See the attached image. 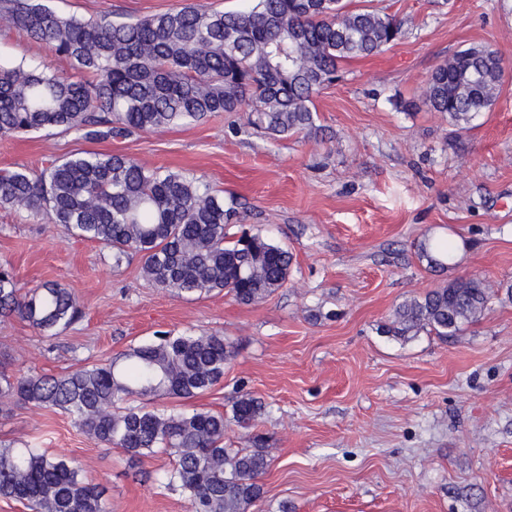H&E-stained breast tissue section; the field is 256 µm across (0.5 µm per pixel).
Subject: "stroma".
Instances as JSON below:
<instances>
[{
    "label": "stroma",
    "instance_id": "1",
    "mask_svg": "<svg viewBox=\"0 0 512 512\" xmlns=\"http://www.w3.org/2000/svg\"><path fill=\"white\" fill-rule=\"evenodd\" d=\"M190 0H47L56 12L115 20ZM385 8L402 36L341 62L342 78L313 98L317 119L297 135L254 133L242 112H218L123 139L73 132L0 139V168L38 169L80 151L121 153L149 167L205 177L233 205L228 234L247 228L293 255L288 281L244 305L212 292L181 298L149 284L141 260L42 217L0 208V264L21 285L70 290L83 315L54 333L0 321V359L60 376L110 361L160 332H215L235 354L211 390L148 407L230 413L261 399L271 465L253 512H512V297L443 339L383 335L404 299L461 276L512 282V0H343ZM501 57L496 103L458 129L422 88L461 50ZM27 58L72 74L45 44L0 28V62ZM463 244L447 270L418 256L424 239ZM32 442L76 459L105 490L109 512H188L157 478L164 452L129 461L84 435L64 411L14 403L0 444Z\"/></svg>",
    "mask_w": 512,
    "mask_h": 512
}]
</instances>
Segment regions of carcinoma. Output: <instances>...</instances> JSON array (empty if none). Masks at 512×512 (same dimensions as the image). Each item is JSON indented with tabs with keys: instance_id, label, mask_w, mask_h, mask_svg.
<instances>
[{
	"instance_id": "cac0c4a2",
	"label": "carcinoma",
	"mask_w": 512,
	"mask_h": 512,
	"mask_svg": "<svg viewBox=\"0 0 512 512\" xmlns=\"http://www.w3.org/2000/svg\"><path fill=\"white\" fill-rule=\"evenodd\" d=\"M0 25L46 43L84 74L0 64V138L61 130L88 141L212 112H245L249 127L271 136L300 133L315 125L312 98L338 80L339 63L374 55L402 35L401 22L384 10H347L342 0H253L227 12L190 4L128 21L62 16L42 0H0ZM503 76L496 52L468 48L435 68L424 103L464 129L495 103ZM0 206L43 215L110 248L117 265L139 255L145 278L179 297L224 291L249 305L283 287L293 262L288 249L259 234L229 237L231 210L207 181L120 154L84 151L40 170L1 169ZM419 257L445 269L454 249L427 239ZM494 295L483 278L454 279L404 300L382 333L404 342L422 332L454 336L479 320ZM11 315L50 332L82 311L61 285L22 288L1 265L0 317ZM233 354L217 333L166 332L63 376H17L1 361L0 398L61 409L87 437L132 459L158 450L174 456L161 483L181 490L189 512H251L270 467L261 436L249 437L247 448H226L222 413L128 404L134 397L195 398L221 381ZM264 413L261 401L243 396L230 420L249 429ZM103 495L73 458L0 445V498L28 512H108Z\"/></svg>"
}]
</instances>
